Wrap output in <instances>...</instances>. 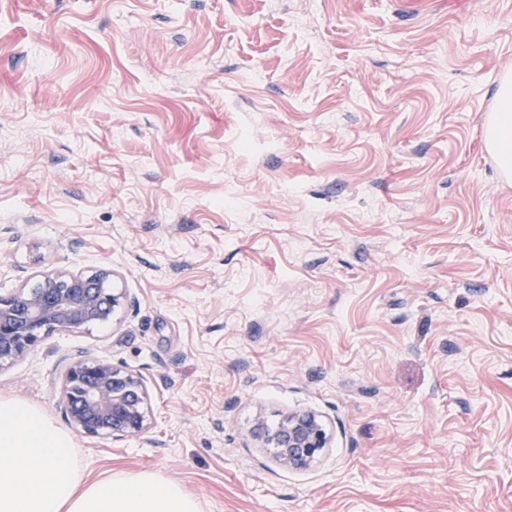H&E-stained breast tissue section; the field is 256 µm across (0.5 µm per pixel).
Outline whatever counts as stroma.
Wrapping results in <instances>:
<instances>
[{
	"mask_svg": "<svg viewBox=\"0 0 512 512\" xmlns=\"http://www.w3.org/2000/svg\"><path fill=\"white\" fill-rule=\"evenodd\" d=\"M512 0H0V294L109 267L118 322L46 337L154 427L74 434L88 482L199 512H512V181L485 152ZM312 409L288 470L253 435ZM254 437L264 448H272L275 461L289 470L306 469L326 448L331 433L322 416L313 410H287L277 427L269 429L259 419Z\"/></svg>",
	"mask_w": 512,
	"mask_h": 512,
	"instance_id": "1",
	"label": "stroma"
}]
</instances>
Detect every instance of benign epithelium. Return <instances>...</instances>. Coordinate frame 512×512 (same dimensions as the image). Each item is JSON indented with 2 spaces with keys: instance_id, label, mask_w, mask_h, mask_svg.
<instances>
[{
  "instance_id": "7a95c632",
  "label": "benign epithelium",
  "mask_w": 512,
  "mask_h": 512,
  "mask_svg": "<svg viewBox=\"0 0 512 512\" xmlns=\"http://www.w3.org/2000/svg\"><path fill=\"white\" fill-rule=\"evenodd\" d=\"M112 280L110 268L90 275L63 270L41 276L33 288L0 295V371L26 358L56 331L78 332L113 320L129 296L112 287ZM59 397L63 415L80 434L126 440L143 435L153 425L148 381L107 359L69 363ZM253 433L289 470L309 467L331 443L325 421L313 410L289 409L273 429L260 419Z\"/></svg>"
}]
</instances>
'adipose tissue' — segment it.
Returning <instances> with one entry per match:
<instances>
[{
    "instance_id": "adipose-tissue-1",
    "label": "adipose tissue",
    "mask_w": 512,
    "mask_h": 512,
    "mask_svg": "<svg viewBox=\"0 0 512 512\" xmlns=\"http://www.w3.org/2000/svg\"><path fill=\"white\" fill-rule=\"evenodd\" d=\"M486 138L512 168V83L501 82ZM73 439L34 406L0 400V512H199L176 482L150 472L83 484Z\"/></svg>"
}]
</instances>
